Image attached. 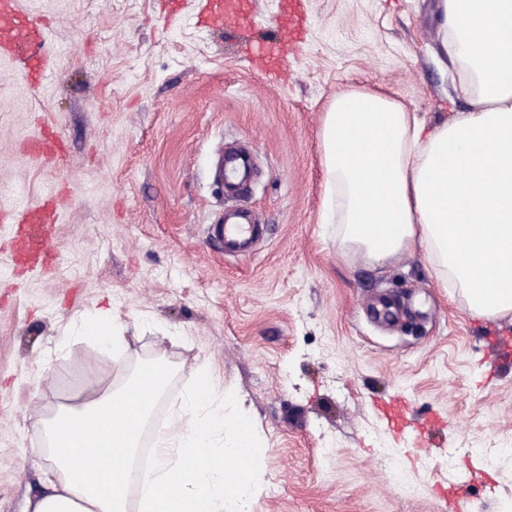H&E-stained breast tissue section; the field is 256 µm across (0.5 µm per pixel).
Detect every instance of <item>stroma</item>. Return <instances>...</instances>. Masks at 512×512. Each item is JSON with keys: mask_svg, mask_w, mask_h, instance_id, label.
I'll list each match as a JSON object with an SVG mask.
<instances>
[{"mask_svg": "<svg viewBox=\"0 0 512 512\" xmlns=\"http://www.w3.org/2000/svg\"><path fill=\"white\" fill-rule=\"evenodd\" d=\"M243 34L171 17L166 0H21L57 66L39 85L0 57V213L60 200L48 270L20 275L0 223V512H26L50 472L43 420L121 387L142 354L175 370L144 442L191 379L235 393L261 439L249 512H512V319H477L421 248L376 262L325 218L322 122L337 94L373 90L436 126L467 109L442 56L437 0H306L298 49L256 71L279 0ZM52 164L30 161L40 132ZM247 146L240 199L266 226L245 257L208 233L227 202L210 167ZM104 311L128 331L81 333ZM502 448L491 462L475 442Z\"/></svg>", "mask_w": 512, "mask_h": 512, "instance_id": "35a3bbf8", "label": "stroma"}]
</instances>
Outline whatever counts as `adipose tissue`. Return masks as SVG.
Wrapping results in <instances>:
<instances>
[{"instance_id": "obj_1", "label": "adipose tissue", "mask_w": 512, "mask_h": 512, "mask_svg": "<svg viewBox=\"0 0 512 512\" xmlns=\"http://www.w3.org/2000/svg\"><path fill=\"white\" fill-rule=\"evenodd\" d=\"M441 46L467 111L429 127L380 93L337 96L323 123L341 244L384 261L420 245L478 319L512 315V0H440ZM171 369L63 407L43 428L56 472L31 512H128L125 484Z\"/></svg>"}]
</instances>
